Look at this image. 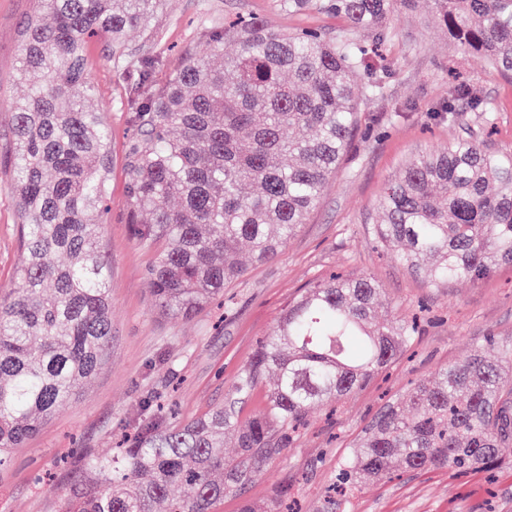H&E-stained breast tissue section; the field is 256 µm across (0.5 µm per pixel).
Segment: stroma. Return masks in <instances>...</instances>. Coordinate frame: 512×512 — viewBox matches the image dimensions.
I'll return each mask as SVG.
<instances>
[{
    "label": "stroma",
    "instance_id": "stroma-1",
    "mask_svg": "<svg viewBox=\"0 0 512 512\" xmlns=\"http://www.w3.org/2000/svg\"><path fill=\"white\" fill-rule=\"evenodd\" d=\"M37 9L36 0H0V157L11 142L14 104L25 92L15 78L21 25ZM234 14L261 18L274 30L335 34L346 29L341 19L323 12L285 13L276 0H166L150 30L132 31L127 41L137 54L158 60L153 79L161 84L185 53L206 51L204 27ZM351 37L389 66L383 101L362 104L359 127L335 178L288 244L263 263L242 249L245 274L190 319L160 314L152 305L148 271L158 251L139 245L128 222L125 149L133 134L127 106L133 77L115 60L107 39L88 40L90 105L112 130L109 213L101 237L110 268L112 341L96 376L13 449L10 465L0 470V512H59L63 491L80 475L81 457L112 453L137 426L141 401L171 406L176 421L222 404L288 304L333 273L372 277L385 310L422 314L420 333L367 387L311 410L283 456L266 464L241 497H225L218 512H238L243 499L265 512L283 487L297 499L300 512H512L508 450L492 479L398 466L391 479L365 484L353 495L327 494L339 462L388 402L432 379L440 366L463 362L486 337H494L499 351L512 350V265L478 281L433 287L374 234L382 186L414 155L461 137L493 151L512 149V78L463 52L423 5L397 10L383 38L361 31ZM452 84L476 88L490 115L472 111L461 99L454 122L440 119L436 109ZM8 186L9 175L0 170L2 297L11 292L23 262L19 214Z\"/></svg>",
    "mask_w": 512,
    "mask_h": 512
}]
</instances>
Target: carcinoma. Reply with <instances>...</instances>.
Wrapping results in <instances>:
<instances>
[{"label": "carcinoma", "instance_id": "carcinoma-1", "mask_svg": "<svg viewBox=\"0 0 512 512\" xmlns=\"http://www.w3.org/2000/svg\"><path fill=\"white\" fill-rule=\"evenodd\" d=\"M24 22L6 163L24 254L0 301V468L12 450L91 380L112 338L109 266L99 241L108 208L111 133L85 106L82 45L103 36L127 61L128 32L149 27L162 0H40ZM448 36L512 76V0H427ZM290 14L320 10L350 29L383 32L414 0H278ZM163 84L152 62H130L128 223L145 247L154 308L190 318L256 262L285 246L335 177L360 102L381 99L386 65L342 32L275 31L258 17L203 30ZM231 39L235 53L224 54ZM368 81L360 85L355 74ZM451 97L469 99L465 86ZM376 237L438 287L512 265V152L456 140L410 159L379 198ZM382 291L367 276L312 284L288 304L223 404L178 424L156 411L132 442L84 457L94 475L70 486L63 512H213L280 458L309 411L362 389L410 345L417 325L380 320ZM266 390L263 412L241 420ZM236 452L224 456V439ZM512 445V352L487 339L384 407L341 463L353 490L393 468L492 472Z\"/></svg>", "mask_w": 512, "mask_h": 512}]
</instances>
